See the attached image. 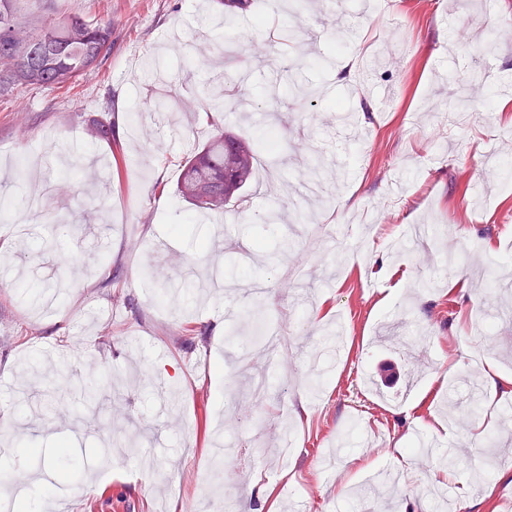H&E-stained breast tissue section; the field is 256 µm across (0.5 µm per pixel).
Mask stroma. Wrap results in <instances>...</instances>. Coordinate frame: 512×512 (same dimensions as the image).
I'll list each match as a JSON object with an SVG mask.
<instances>
[{
  "mask_svg": "<svg viewBox=\"0 0 512 512\" xmlns=\"http://www.w3.org/2000/svg\"><path fill=\"white\" fill-rule=\"evenodd\" d=\"M72 16L111 22V52L71 86L0 93V198L54 192L37 222L0 233V463H77L67 512H257L269 486L277 512H350L337 475L360 490L388 469L397 512H431L433 464L410 452L427 431L456 449L451 504L512 512V449L488 461L512 390L468 385L479 341L512 377V92H473L486 66L512 79V44L486 48L512 29V0L473 15L455 0H254L235 21L245 82L211 114L214 67L182 58L212 44L224 0H15L28 30ZM347 58L368 65L367 86L342 79ZM171 90L187 108L153 112ZM98 121L113 139L89 138ZM270 128L287 164L259 163L235 218L188 222L177 182L192 147ZM165 236L177 255L155 254ZM192 259L222 276L188 305L168 285ZM256 308L284 339L259 397L235 369L248 345L266 372ZM384 358L415 370L405 394L377 381ZM111 438L137 447L96 467ZM219 442L259 464L218 474Z\"/></svg>",
  "mask_w": 512,
  "mask_h": 512,
  "instance_id": "1",
  "label": "stroma"
}]
</instances>
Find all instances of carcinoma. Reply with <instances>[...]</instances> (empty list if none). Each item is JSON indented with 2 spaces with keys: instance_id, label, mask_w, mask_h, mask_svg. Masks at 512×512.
Masks as SVG:
<instances>
[{
  "instance_id": "carcinoma-1",
  "label": "carcinoma",
  "mask_w": 512,
  "mask_h": 512,
  "mask_svg": "<svg viewBox=\"0 0 512 512\" xmlns=\"http://www.w3.org/2000/svg\"><path fill=\"white\" fill-rule=\"evenodd\" d=\"M14 0H0V93L14 80L40 87L73 83L112 47L110 24L82 18L50 20L28 33L14 22ZM274 135L256 140L217 133L189 157L177 186L191 219L205 222L234 211L254 180L261 156L276 165Z\"/></svg>"
}]
</instances>
